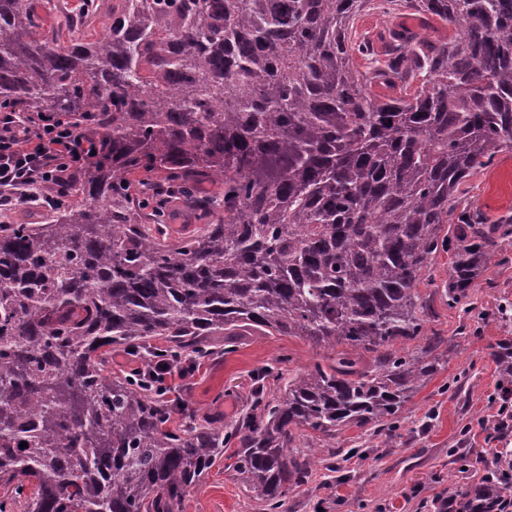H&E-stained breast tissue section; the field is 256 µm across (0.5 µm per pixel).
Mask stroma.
Returning a JSON list of instances; mask_svg holds the SVG:
<instances>
[{"mask_svg":"<svg viewBox=\"0 0 512 512\" xmlns=\"http://www.w3.org/2000/svg\"><path fill=\"white\" fill-rule=\"evenodd\" d=\"M398 24L436 42L456 33L448 23L410 9L390 16L368 12L355 29L372 38L380 54V32ZM461 201L479 207L491 221L512 214V149L469 180ZM497 241L486 270L456 306H449L444 292L450 254H439L424 275L420 290L432 309L426 330L445 340L448 361L415 394L391 442L381 445L366 429L343 430L334 451L321 453L309 482L289 490L288 512H420L423 501L448 496L449 483L470 486L487 465H512V435L487 441L495 423L491 399L501 383L491 347L512 338V320L498 314L499 306H512V230L500 229ZM318 358L308 342L296 337L239 336L232 347L201 360L184 397L197 420L229 428L247 413L261 369L292 374ZM495 447L505 449L502 460H494ZM183 512H257V507L219 462L187 497Z\"/></svg>","mask_w":512,"mask_h":512,"instance_id":"35a3bbf8","label":"stroma"}]
</instances>
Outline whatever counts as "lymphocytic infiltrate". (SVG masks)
Here are the masks:
<instances>
[{"instance_id": "f902f5d3", "label": "lymphocytic infiltrate", "mask_w": 512, "mask_h": 512, "mask_svg": "<svg viewBox=\"0 0 512 512\" xmlns=\"http://www.w3.org/2000/svg\"><path fill=\"white\" fill-rule=\"evenodd\" d=\"M104 154L92 126L79 130L68 116L47 112H33L23 119L15 109L1 106L0 207L9 205L20 188L66 182ZM111 361L133 377L147 378L159 396L178 407L183 404V380L196 369L195 363L160 349L144 358L137 349L123 347L113 351Z\"/></svg>"}]
</instances>
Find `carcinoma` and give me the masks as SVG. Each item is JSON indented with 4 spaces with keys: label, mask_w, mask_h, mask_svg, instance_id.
Returning <instances> with one entry per match:
<instances>
[{
    "label": "carcinoma",
    "mask_w": 512,
    "mask_h": 512,
    "mask_svg": "<svg viewBox=\"0 0 512 512\" xmlns=\"http://www.w3.org/2000/svg\"><path fill=\"white\" fill-rule=\"evenodd\" d=\"M401 8L458 36L390 28L361 70L358 17ZM36 20L0 0V103L92 123L108 152L50 221L0 224V512H181L231 441L259 512H288L312 439L397 428L433 373L418 286L437 255L453 252L452 305L497 245L458 199L512 147V0H115L93 41L71 15ZM205 180L224 187L203 201L216 223L172 243L160 213L141 222L136 195ZM242 330L323 357L273 399L256 388L228 431L167 428L177 410L106 368L115 346L205 357ZM508 348L492 352L506 383ZM486 493L455 489L457 512Z\"/></svg>",
    "instance_id": "1"
}]
</instances>
